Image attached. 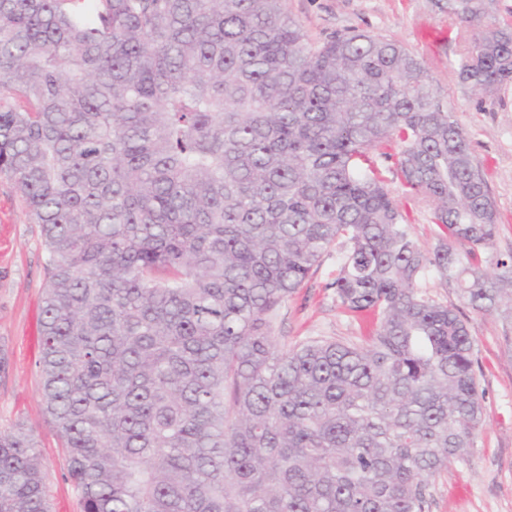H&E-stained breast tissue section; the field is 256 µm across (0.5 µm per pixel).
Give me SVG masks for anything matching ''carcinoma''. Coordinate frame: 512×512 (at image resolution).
<instances>
[{
    "instance_id": "cac0c4a2",
    "label": "carcinoma",
    "mask_w": 512,
    "mask_h": 512,
    "mask_svg": "<svg viewBox=\"0 0 512 512\" xmlns=\"http://www.w3.org/2000/svg\"><path fill=\"white\" fill-rule=\"evenodd\" d=\"M495 0H448L458 82L512 83ZM432 210L413 238L388 188ZM45 252L39 394L82 512H429L484 420L473 337L420 283L512 310L466 133L402 44L312 42L285 0H0V177ZM343 244L364 345L283 351L276 312ZM0 512H52L0 431Z\"/></svg>"
}]
</instances>
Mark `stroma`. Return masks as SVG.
<instances>
[{"label":"stroma","instance_id":"stroma-1","mask_svg":"<svg viewBox=\"0 0 512 512\" xmlns=\"http://www.w3.org/2000/svg\"><path fill=\"white\" fill-rule=\"evenodd\" d=\"M286 9L311 41L351 29L401 42L427 66L445 108L466 132L483 167L500 216L488 255H512V85L495 96H473L451 72L455 41L427 49L419 42L422 24H448L447 0H286ZM341 246H333L303 288L277 312L272 334L280 349L324 338L363 343L369 319L336 301L335 278ZM45 253L15 183L0 178V431L23 425L40 443L52 490L53 512H81L59 439L49 428L38 393L36 320L42 305ZM421 289L457 308L474 338L485 394L484 422L467 463H452L430 480L429 512H512V316L482 314L465 305L455 289L428 274Z\"/></svg>","mask_w":512,"mask_h":512}]
</instances>
